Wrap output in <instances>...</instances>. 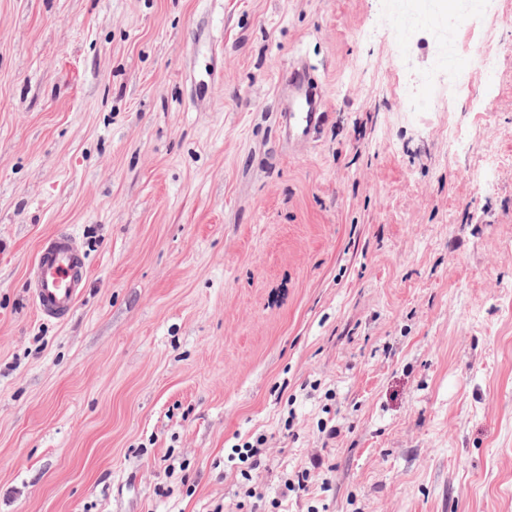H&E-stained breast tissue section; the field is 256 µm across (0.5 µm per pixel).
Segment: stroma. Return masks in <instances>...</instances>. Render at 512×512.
I'll return each instance as SVG.
<instances>
[{"instance_id": "1", "label": "stroma", "mask_w": 512, "mask_h": 512, "mask_svg": "<svg viewBox=\"0 0 512 512\" xmlns=\"http://www.w3.org/2000/svg\"><path fill=\"white\" fill-rule=\"evenodd\" d=\"M391 3L0 0V512H512V0L449 64ZM59 233L61 321L29 293ZM476 50L485 74L490 80H494L498 75L502 57L500 42L494 39L483 40L476 46ZM308 77L309 71L302 64H289L286 69L285 84L293 103L288 112L281 113V124L289 136H304L321 118L322 101L310 94ZM86 277V262L73 238L65 233L49 238L29 289L38 313L49 319H65L78 301Z\"/></svg>"}]
</instances>
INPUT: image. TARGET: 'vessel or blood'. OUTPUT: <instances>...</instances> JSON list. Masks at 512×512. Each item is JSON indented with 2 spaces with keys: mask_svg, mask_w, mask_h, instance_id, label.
I'll list each match as a JSON object with an SVG mask.
<instances>
[{
  "mask_svg": "<svg viewBox=\"0 0 512 512\" xmlns=\"http://www.w3.org/2000/svg\"><path fill=\"white\" fill-rule=\"evenodd\" d=\"M308 77V70L299 63L289 65L285 73L293 103L288 112L282 113L281 124L299 136L321 118L322 102L310 94ZM86 277V262L73 238L65 233L49 238L31 281L30 296L38 313L49 319H65L78 301Z\"/></svg>",
  "mask_w": 512,
  "mask_h": 512,
  "instance_id": "1",
  "label": "vessel or blood"
}]
</instances>
